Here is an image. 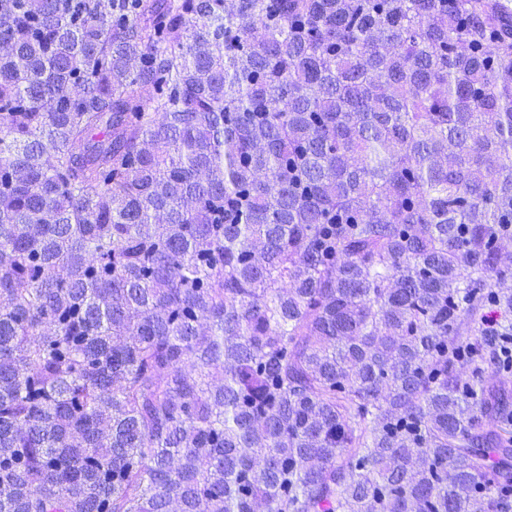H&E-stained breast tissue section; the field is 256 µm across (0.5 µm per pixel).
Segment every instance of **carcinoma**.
Instances as JSON below:
<instances>
[{
	"label": "carcinoma",
	"mask_w": 512,
	"mask_h": 512,
	"mask_svg": "<svg viewBox=\"0 0 512 512\" xmlns=\"http://www.w3.org/2000/svg\"><path fill=\"white\" fill-rule=\"evenodd\" d=\"M511 239L512 0H0V512H512Z\"/></svg>",
	"instance_id": "obj_1"
}]
</instances>
